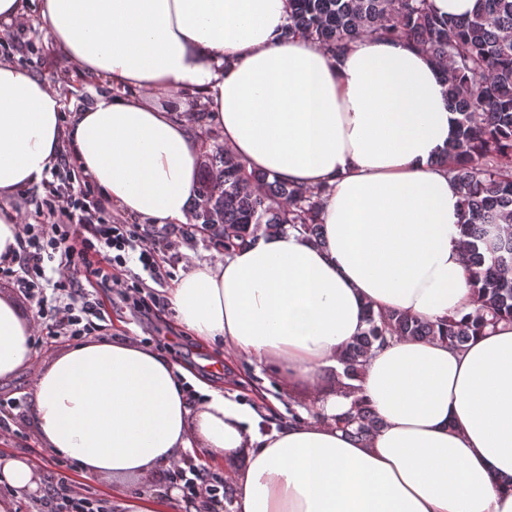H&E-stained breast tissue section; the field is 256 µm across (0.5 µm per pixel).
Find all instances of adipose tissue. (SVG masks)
Segmentation results:
<instances>
[{
    "instance_id": "obj_1",
    "label": "adipose tissue",
    "mask_w": 512,
    "mask_h": 512,
    "mask_svg": "<svg viewBox=\"0 0 512 512\" xmlns=\"http://www.w3.org/2000/svg\"><path fill=\"white\" fill-rule=\"evenodd\" d=\"M65 62L111 91L71 118L46 80L0 61V198L39 183L69 146L125 214L188 224L205 144L165 100L202 92L247 169L325 189L317 244L273 233L193 265L167 296L199 341L315 380L339 366L364 308L426 320L476 308L461 196L438 165L455 128L439 66L407 42L358 39L334 57L283 38L288 0H40ZM32 319L0 294V380L34 370L29 426L83 480L112 482L114 512H184L178 491H139L185 454L232 473V512H512V323L461 348L400 338L360 382L382 420L366 441L321 420L255 434L254 409L137 341L88 339L35 364ZM15 499L41 493L26 458L0 456Z\"/></svg>"
}]
</instances>
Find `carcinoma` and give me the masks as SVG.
<instances>
[{
    "instance_id": "cac0c4a2",
    "label": "carcinoma",
    "mask_w": 512,
    "mask_h": 512,
    "mask_svg": "<svg viewBox=\"0 0 512 512\" xmlns=\"http://www.w3.org/2000/svg\"><path fill=\"white\" fill-rule=\"evenodd\" d=\"M283 36H305L337 57L358 38L405 41L442 68L456 132L441 164L463 197L466 270L477 307L461 318L421 320L367 309L366 328L342 352L336 390L354 397L336 427L366 438L382 421L361 394L367 358L389 340L438 339L461 348L501 321L512 320V0H476L463 18L438 14L431 0H288ZM200 110L210 141L201 162L193 221L224 243V255L277 231L323 241L325 190L249 171L216 143V127Z\"/></svg>"
}]
</instances>
